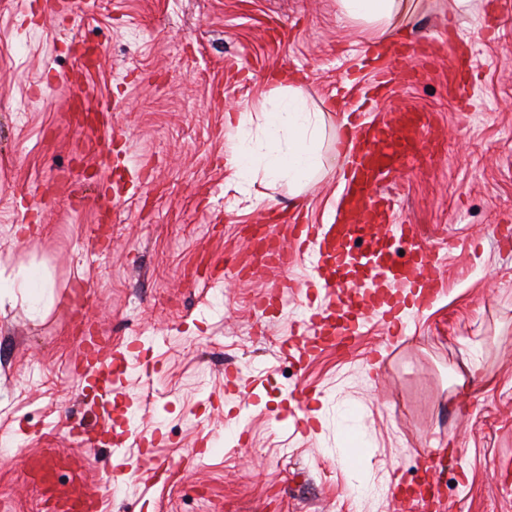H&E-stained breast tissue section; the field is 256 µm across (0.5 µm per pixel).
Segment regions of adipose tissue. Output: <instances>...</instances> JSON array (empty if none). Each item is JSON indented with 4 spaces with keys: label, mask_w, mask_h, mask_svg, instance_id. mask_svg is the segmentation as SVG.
Returning a JSON list of instances; mask_svg holds the SVG:
<instances>
[{
    "label": "adipose tissue",
    "mask_w": 512,
    "mask_h": 512,
    "mask_svg": "<svg viewBox=\"0 0 512 512\" xmlns=\"http://www.w3.org/2000/svg\"><path fill=\"white\" fill-rule=\"evenodd\" d=\"M339 4L345 17L364 24L372 37L381 40L415 9L414 0H339ZM224 122L235 140L237 182H250L260 173L272 183L288 182L299 193L325 174V114L309 103L303 81L288 79L262 93L256 104L226 111ZM19 298L35 310L51 303L46 275L33 267L0 269V305Z\"/></svg>",
    "instance_id": "1"
}]
</instances>
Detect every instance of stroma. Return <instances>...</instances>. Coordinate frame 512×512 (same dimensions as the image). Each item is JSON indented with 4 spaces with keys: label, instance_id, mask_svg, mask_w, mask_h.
<instances>
[{
    "label": "stroma",
    "instance_id": "obj_1",
    "mask_svg": "<svg viewBox=\"0 0 512 512\" xmlns=\"http://www.w3.org/2000/svg\"><path fill=\"white\" fill-rule=\"evenodd\" d=\"M56 0H0V267L36 265L52 304L0 307V512H40L23 460L44 448L80 459L101 512H399L394 476L414 480L445 449L441 512H512V0H419L395 37L425 42L432 61L414 88L396 83L377 116L431 113L435 161L389 188L393 221L439 251L446 291L389 337L369 316L349 352L327 349L291 368L279 341L307 317L294 294L275 315L254 301L280 280L211 268L245 254L243 228L272 213L326 224L341 187L336 139L370 84L373 41L338 0H86L72 25ZM473 55L470 101L448 93V43ZM303 74L330 121L333 170L293 195L287 183H228L224 112L256 101L284 71ZM107 101L111 138L89 146L68 110ZM86 196L78 207L73 191ZM89 316L115 341L139 339L157 373L129 367L126 395L148 394L134 426L161 429L164 470L143 493L137 451L116 457L69 434L95 396L77 386L75 325ZM259 380L257 399L233 395L221 413L204 403L225 364ZM321 391L317 432L281 416L299 385ZM354 409L368 441L360 465L345 457L341 410ZM249 444L224 435V417ZM210 435L197 460L188 453ZM126 462L121 493L107 481Z\"/></svg>",
    "mask_w": 512,
    "mask_h": 512
}]
</instances>
